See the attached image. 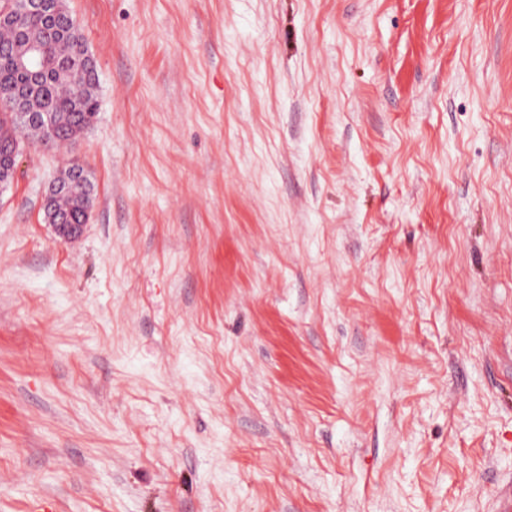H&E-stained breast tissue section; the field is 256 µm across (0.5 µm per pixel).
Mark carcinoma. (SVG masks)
Wrapping results in <instances>:
<instances>
[{"instance_id":"cac0c4a2","label":"carcinoma","mask_w":512,"mask_h":512,"mask_svg":"<svg viewBox=\"0 0 512 512\" xmlns=\"http://www.w3.org/2000/svg\"><path fill=\"white\" fill-rule=\"evenodd\" d=\"M63 30L51 36L47 23L37 17L23 19L24 31L0 27V141H7L18 134L43 140L38 125L24 126L11 105L13 93L20 88H31L27 111L50 112L60 135L54 145H66L75 141L92 122L96 114L97 75L95 65L89 62L90 54L85 39L73 37L77 22L60 0L57 11ZM32 44L45 48L50 65L38 77L21 70L16 58L23 56ZM84 194L73 188L60 195L56 208L67 224H77L81 218Z\"/></svg>"}]
</instances>
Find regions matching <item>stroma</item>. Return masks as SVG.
<instances>
[{
    "instance_id": "stroma-1",
    "label": "stroma",
    "mask_w": 512,
    "mask_h": 512,
    "mask_svg": "<svg viewBox=\"0 0 512 512\" xmlns=\"http://www.w3.org/2000/svg\"><path fill=\"white\" fill-rule=\"evenodd\" d=\"M66 3L97 115L0 190V512H498L512 0ZM84 203V194L79 188H73L68 192L60 195L56 200V208L61 217H64L66 224H52L55 232L63 240H72L79 237L88 220V215L92 203L88 204L83 210L81 217V209ZM81 218V222L80 221Z\"/></svg>"
}]
</instances>
